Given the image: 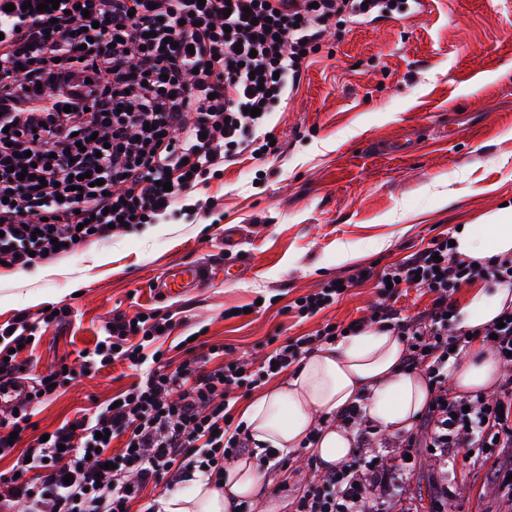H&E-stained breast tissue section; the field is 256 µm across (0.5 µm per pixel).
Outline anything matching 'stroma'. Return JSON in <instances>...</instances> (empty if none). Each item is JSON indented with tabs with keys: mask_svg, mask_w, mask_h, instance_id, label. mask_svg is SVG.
Masks as SVG:
<instances>
[{
	"mask_svg": "<svg viewBox=\"0 0 512 512\" xmlns=\"http://www.w3.org/2000/svg\"><path fill=\"white\" fill-rule=\"evenodd\" d=\"M269 129L279 151L240 156L211 178L209 213L180 206L161 223L35 270L0 269V328L21 314L39 324L26 378L63 359L78 366L79 352L93 348L118 313L171 317L164 348L178 364L186 357L181 340L194 333L223 345L225 359L258 361L288 338L370 316L383 303L405 317L422 312L431 302L426 289L385 300L372 280L311 318L293 303L331 279L401 263L439 234L512 202V0H418L400 15L332 27ZM405 132L417 137L413 153L378 152L380 141ZM228 233L236 239L230 247ZM174 263L206 265L208 283L158 295L154 284ZM48 307L69 310L68 321L42 323ZM135 379L123 364L78 377L39 406L29 437ZM400 439L377 432L351 459L364 469L402 464ZM412 454L407 478L378 490L380 512H512V480L468 449ZM314 475L305 452L267 470L261 505L245 502V512H294Z\"/></svg>",
	"mask_w": 512,
	"mask_h": 512,
	"instance_id": "obj_1",
	"label": "stroma"
}]
</instances>
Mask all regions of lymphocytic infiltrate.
I'll list each match as a JSON object with an SVG mask.
<instances>
[{
    "instance_id": "obj_1",
    "label": "lymphocytic infiltrate",
    "mask_w": 512,
    "mask_h": 512,
    "mask_svg": "<svg viewBox=\"0 0 512 512\" xmlns=\"http://www.w3.org/2000/svg\"><path fill=\"white\" fill-rule=\"evenodd\" d=\"M42 2L0 0V268L12 270L109 240L127 218L157 223L190 198L209 211L212 201L196 196L208 176L244 152L276 154L256 133L298 87L306 54L333 21L375 20L405 0H61L49 11ZM77 175L86 197L72 190ZM476 277L512 284V256L479 267L457 257L447 236L434 238L376 275L383 295L426 288L429 310L408 320L380 307L345 328L328 323L256 367L224 363L223 346L187 338V358L173 364L158 345L174 328L170 317L115 315L82 351L80 370L120 363L138 381L118 394V407L103 405L20 449L11 433L32 429L35 406L80 370L38 375L28 403L0 420V454L16 458L13 474H0V512H130L149 486L222 478L225 462L249 449L247 437L226 429L232 394L369 323L400 336L405 367L432 383L402 447L424 437L444 456L511 448L512 400L448 391V359L469 345L450 326L452 297ZM36 335L25 318L0 332V387L12 385L16 351ZM395 474L388 465L330 470L303 491L297 512H373L377 489Z\"/></svg>"
}]
</instances>
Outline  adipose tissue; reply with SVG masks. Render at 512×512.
I'll return each mask as SVG.
<instances>
[{"label":"adipose tissue","mask_w":512,"mask_h":512,"mask_svg":"<svg viewBox=\"0 0 512 512\" xmlns=\"http://www.w3.org/2000/svg\"><path fill=\"white\" fill-rule=\"evenodd\" d=\"M452 238L456 254L479 266L512 254V204L483 216L481 223L463 225ZM507 308H512V285L466 294L457 327L473 339L463 363L449 374L456 395L495 389L501 369L479 332ZM405 355L399 336L375 326L308 353L284 381L243 408L240 419L255 450L225 466L223 487L191 481L185 493L162 498L164 512H237L240 503L259 494L261 457L268 447L283 456L305 449L324 465H343L351 455L352 434L340 422L320 423L321 415L360 403L383 430L409 427L431 391L425 374L404 372Z\"/></svg>","instance_id":"1"}]
</instances>
